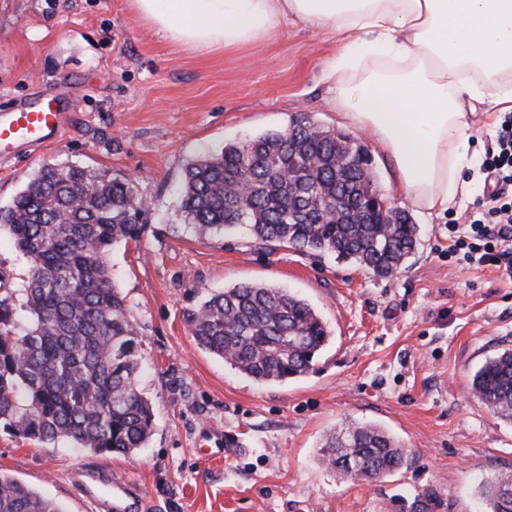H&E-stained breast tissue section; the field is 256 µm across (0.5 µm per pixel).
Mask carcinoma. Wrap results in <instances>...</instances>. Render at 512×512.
Instances as JSON below:
<instances>
[{"instance_id": "carcinoma-1", "label": "carcinoma", "mask_w": 512, "mask_h": 512, "mask_svg": "<svg viewBox=\"0 0 512 512\" xmlns=\"http://www.w3.org/2000/svg\"><path fill=\"white\" fill-rule=\"evenodd\" d=\"M376 193L365 149L302 113L289 129L231 142L189 163L181 185L185 225L206 234L249 232L262 249L333 254L378 277L414 253L418 225L367 201ZM347 219L336 223V211ZM146 211L129 182L85 167L44 165L0 208L27 264L21 288L0 272V431L39 445L69 441L95 455L130 456L155 428L138 383L139 328L112 280L109 255L138 242ZM197 345L259 384L305 376L331 331L305 299L242 283L205 293L184 313ZM471 394L512 423V349L473 375ZM404 446L385 428L348 422L330 434L322 460L347 478L399 467ZM490 512H512V475L486 484ZM0 512H65L54 499L0 472Z\"/></svg>"}]
</instances>
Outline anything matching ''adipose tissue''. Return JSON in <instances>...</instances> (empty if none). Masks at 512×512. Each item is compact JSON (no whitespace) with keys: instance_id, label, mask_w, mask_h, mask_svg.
I'll return each instance as SVG.
<instances>
[{"instance_id":"ef3b65f1","label":"adipose tissue","mask_w":512,"mask_h":512,"mask_svg":"<svg viewBox=\"0 0 512 512\" xmlns=\"http://www.w3.org/2000/svg\"><path fill=\"white\" fill-rule=\"evenodd\" d=\"M157 36L238 48L311 23L340 49L323 79L344 124L394 159L399 192L425 215L466 189L463 99L512 109V0H127Z\"/></svg>"}]
</instances>
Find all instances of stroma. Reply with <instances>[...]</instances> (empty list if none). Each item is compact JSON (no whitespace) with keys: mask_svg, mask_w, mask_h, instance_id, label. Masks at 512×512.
<instances>
[{"mask_svg":"<svg viewBox=\"0 0 512 512\" xmlns=\"http://www.w3.org/2000/svg\"><path fill=\"white\" fill-rule=\"evenodd\" d=\"M338 49L301 23L238 49L196 51L160 39L126 0H0V104L49 86L77 104L59 144L0 162V207L44 165L108 171L149 203L139 243L109 259L143 338L140 385L156 421L145 448L112 459L1 432V472L67 512H109L84 489L94 474L127 481L129 512H481L483 485L512 474V424L470 393L473 373L512 349V277L448 255L449 225L481 197L478 168L464 169L465 193L431 218L397 196L393 159L350 130L382 199L419 226L415 254L390 278L182 224L179 187L199 156L302 113L341 130L322 78ZM238 283L287 289L319 311L331 341L314 372L262 385L196 345L184 310ZM350 420L389 429L406 446L403 464L378 479L323 467L325 436ZM217 432L238 440L236 455L212 457Z\"/></svg>","mask_w":512,"mask_h":512,"instance_id":"obj_1","label":"stroma"}]
</instances>
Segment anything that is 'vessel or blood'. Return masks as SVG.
Returning a JSON list of instances; mask_svg holds the SVG:
<instances>
[{"label":"vessel or blood","instance_id":"vessel-or-blood-1","mask_svg":"<svg viewBox=\"0 0 512 512\" xmlns=\"http://www.w3.org/2000/svg\"><path fill=\"white\" fill-rule=\"evenodd\" d=\"M73 110L71 99L60 91L0 107V156L14 158L60 141Z\"/></svg>","mask_w":512,"mask_h":512}]
</instances>
